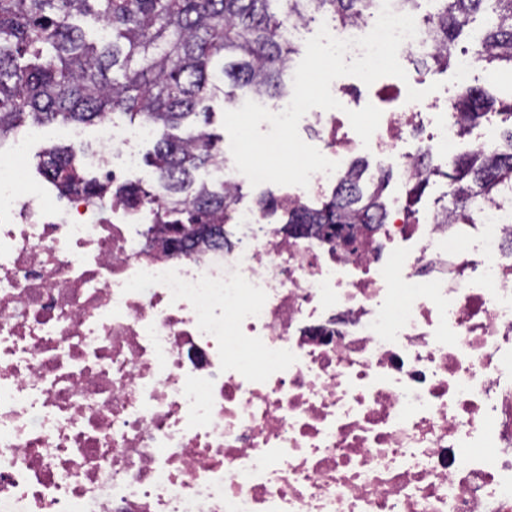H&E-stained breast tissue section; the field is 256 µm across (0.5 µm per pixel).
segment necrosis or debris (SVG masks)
I'll list each match as a JSON object with an SVG mask.
<instances>
[{
	"mask_svg": "<svg viewBox=\"0 0 512 512\" xmlns=\"http://www.w3.org/2000/svg\"><path fill=\"white\" fill-rule=\"evenodd\" d=\"M422 116L398 98L370 143L309 112L338 185L370 146ZM432 151L462 135L426 116ZM154 125L101 120L87 164L122 159ZM0 143V512H512V206L472 224H414L400 199L356 254L288 238L237 207L248 247L172 255L155 209L61 201Z\"/></svg>",
	"mask_w": 512,
	"mask_h": 512,
	"instance_id": "1",
	"label": "necrosis or debris"
}]
</instances>
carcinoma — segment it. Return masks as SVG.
Segmentation results:
<instances>
[{
	"instance_id": "1",
	"label": "carcinoma",
	"mask_w": 512,
	"mask_h": 512,
	"mask_svg": "<svg viewBox=\"0 0 512 512\" xmlns=\"http://www.w3.org/2000/svg\"><path fill=\"white\" fill-rule=\"evenodd\" d=\"M425 19L434 53L423 61L448 65L450 47L477 14H488V30L474 50L476 59L512 74V0H433ZM375 0H0V140L32 125L88 124L110 114L129 123L159 125L151 165L158 187L125 184L113 194L124 202H159L155 223L144 237L161 233L167 242L186 224H229L240 188L195 180L200 169L224 160L220 138L201 130L178 137L171 130L200 116L208 124V101L225 83L258 97L285 94L282 78L295 46L283 34L289 21L318 16L335 25L371 14ZM92 15L112 31V40L88 42L77 17ZM470 124L493 117L504 126L506 145L474 150L448 161L453 203L443 224H469L471 215L503 201L512 192V102L493 108L484 90L472 88L454 102ZM80 150L50 147L40 169L59 195L99 193L103 185L81 176ZM363 168L342 180L331 194L308 206L282 207L272 196L259 210L282 211L285 237L316 233L355 250L352 225L368 232L387 223L381 176L367 185Z\"/></svg>"
}]
</instances>
